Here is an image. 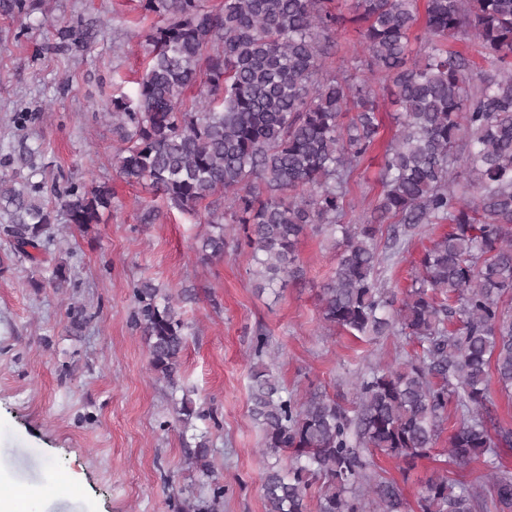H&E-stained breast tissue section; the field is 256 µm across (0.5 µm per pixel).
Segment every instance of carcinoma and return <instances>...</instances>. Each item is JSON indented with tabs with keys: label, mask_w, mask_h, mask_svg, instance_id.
<instances>
[{
	"label": "carcinoma",
	"mask_w": 512,
	"mask_h": 512,
	"mask_svg": "<svg viewBox=\"0 0 512 512\" xmlns=\"http://www.w3.org/2000/svg\"><path fill=\"white\" fill-rule=\"evenodd\" d=\"M43 0H6L18 17ZM163 17L147 38L133 95L106 104L120 144L116 169L148 186L167 210L206 212L204 261L224 257V225L244 226L260 288H283L308 231L341 234L334 274L320 291L329 326L358 338L387 332L421 347L395 367L372 368L356 384L350 411L314 390L283 396L266 366L252 369L251 413L263 446L292 450L288 468H267L266 512H306L320 484L318 512H401L398 486L374 470L378 452L412 468L431 455L448 410L458 423L441 472L418 491V512H512V472L501 469L512 427L491 415V381L512 390V0H140ZM357 26L362 55L336 71L326 60L345 22ZM427 37L412 58L411 36ZM450 40L476 42L497 73L484 77ZM368 71L399 106L381 156L380 192L370 215L346 224L351 173L371 153L382 122ZM354 115L348 122L343 117ZM39 149L13 148L0 171V225L12 254L40 267L58 215L86 232L112 210V186L65 183L43 196ZM451 224L426 249L402 299L380 286L382 227L392 244L423 224ZM60 262L33 286L70 284ZM133 320L148 341L151 369L177 389L188 324L178 302L144 280L133 288ZM178 414L202 418L188 394ZM202 437L191 467L212 477ZM481 460L473 480L452 466ZM211 497L184 499L177 512H217Z\"/></svg>",
	"instance_id": "1"
}]
</instances>
